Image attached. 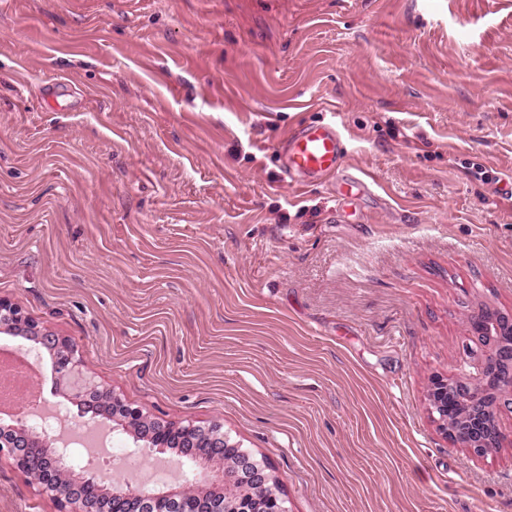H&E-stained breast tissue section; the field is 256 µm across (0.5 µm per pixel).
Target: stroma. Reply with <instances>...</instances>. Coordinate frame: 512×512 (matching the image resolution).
<instances>
[{
  "mask_svg": "<svg viewBox=\"0 0 512 512\" xmlns=\"http://www.w3.org/2000/svg\"><path fill=\"white\" fill-rule=\"evenodd\" d=\"M330 121L344 167L284 181ZM511 182L512 0H0V298L288 512H512V409L477 456L429 401L512 319ZM0 512L56 507L2 458ZM277 150L282 178L299 186L336 172L344 162L334 122L303 127L279 142ZM241 469L253 473L255 499L263 502V512H287L285 500L278 487L271 483V475L265 467H261L248 454L242 459Z\"/></svg>",
  "mask_w": 512,
  "mask_h": 512,
  "instance_id": "stroma-1",
  "label": "stroma"
}]
</instances>
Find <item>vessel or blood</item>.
I'll list each match as a JSON object with an SVG mask.
<instances>
[{"instance_id": "vessel-or-blood-1", "label": "vessel or blood", "mask_w": 512, "mask_h": 512, "mask_svg": "<svg viewBox=\"0 0 512 512\" xmlns=\"http://www.w3.org/2000/svg\"><path fill=\"white\" fill-rule=\"evenodd\" d=\"M281 175L304 186L336 172L344 162L335 123L303 127L278 143Z\"/></svg>"}]
</instances>
